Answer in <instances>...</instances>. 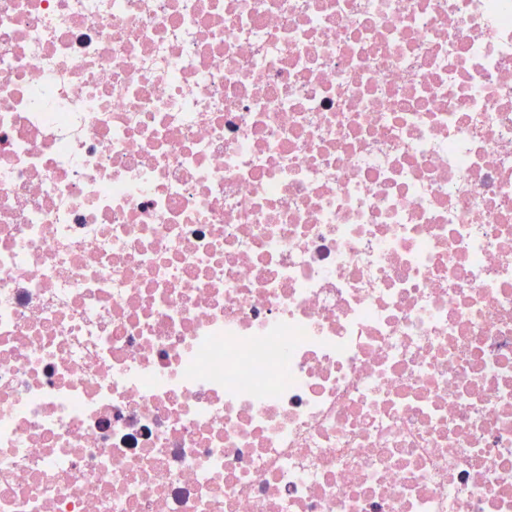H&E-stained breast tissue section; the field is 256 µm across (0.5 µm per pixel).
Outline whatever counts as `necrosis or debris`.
<instances>
[{"instance_id": "1", "label": "necrosis or debris", "mask_w": 512, "mask_h": 512, "mask_svg": "<svg viewBox=\"0 0 512 512\" xmlns=\"http://www.w3.org/2000/svg\"><path fill=\"white\" fill-rule=\"evenodd\" d=\"M0 512H512V0H0Z\"/></svg>"}]
</instances>
